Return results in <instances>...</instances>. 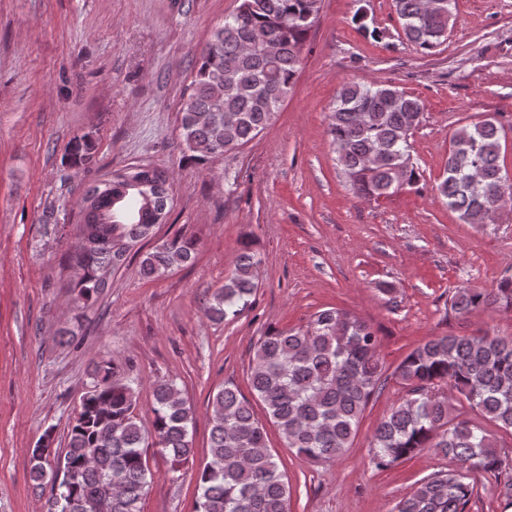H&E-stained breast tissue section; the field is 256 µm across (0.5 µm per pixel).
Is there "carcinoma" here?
I'll use <instances>...</instances> for the list:
<instances>
[{"mask_svg": "<svg viewBox=\"0 0 512 512\" xmlns=\"http://www.w3.org/2000/svg\"><path fill=\"white\" fill-rule=\"evenodd\" d=\"M404 37L431 51L448 39L456 0H393ZM321 0H239L215 28L179 110V128L191 157L206 161L238 149L262 133L279 112L302 68L303 49ZM353 21L378 41L383 31L359 9ZM424 103L380 83L344 84L329 115L328 132L351 194L370 201L414 187L411 136ZM501 127L486 118L460 127L448 150L437 191L465 224H485L507 207L500 165ZM72 166L95 162L91 138L75 140ZM169 175L133 166L90 187L81 205L79 238L71 255L79 270L74 289L90 301L112 287V273L135 245L167 219ZM194 243L180 236L142 255L139 273L158 278L194 259ZM259 260L244 248L224 285L205 307L213 321H232L251 307L259 288ZM512 309V279L490 290L457 287L451 310L460 317L485 307ZM376 330L337 308L316 312L306 328L272 330L254 347L250 385L269 421L296 455L333 464L351 448L361 417L385 384ZM391 377L407 388L375 427L372 465L385 469L425 448H438L457 468L416 482L391 512H465L474 486L470 471L496 478L498 496L512 504V465L498 453L495 434L462 416L455 403L500 430L512 432V337L488 333L433 336L418 344ZM210 461L198 471L196 512H289L290 487L268 448L265 425L235 386L211 400ZM135 392L105 361L81 398L64 454L45 434L32 453L34 488L45 512H95L112 497V512H142L151 482L148 437L174 467L193 453V412L173 382L153 387V419L146 430L134 414Z\"/></svg>", "mask_w": 512, "mask_h": 512, "instance_id": "carcinoma-1", "label": "carcinoma"}]
</instances>
